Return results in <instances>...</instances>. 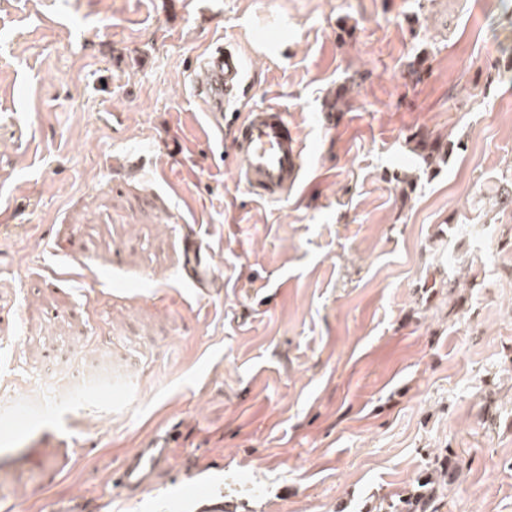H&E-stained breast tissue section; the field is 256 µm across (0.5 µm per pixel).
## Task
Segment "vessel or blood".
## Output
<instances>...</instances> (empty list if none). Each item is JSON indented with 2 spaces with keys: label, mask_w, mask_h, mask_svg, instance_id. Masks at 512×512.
<instances>
[{
  "label": "vessel or blood",
  "mask_w": 512,
  "mask_h": 512,
  "mask_svg": "<svg viewBox=\"0 0 512 512\" xmlns=\"http://www.w3.org/2000/svg\"><path fill=\"white\" fill-rule=\"evenodd\" d=\"M207 71L205 83L196 85L205 112L216 129L224 127V106L234 98L246 76V62L237 49L217 45L201 60ZM233 156L237 179L253 195L278 200L300 180L306 149L286 112L254 107L233 122ZM174 432H167L144 447L123 455L113 474L114 488L127 493L144 492L172 456ZM193 512H232L233 502L224 498V487L213 478L196 475L182 482Z\"/></svg>",
  "instance_id": "b4317fda"
}]
</instances>
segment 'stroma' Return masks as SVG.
<instances>
[{"instance_id": "1", "label": "stroma", "mask_w": 512, "mask_h": 512, "mask_svg": "<svg viewBox=\"0 0 512 512\" xmlns=\"http://www.w3.org/2000/svg\"><path fill=\"white\" fill-rule=\"evenodd\" d=\"M218 41L230 111L282 107L309 147L281 200L206 137ZM511 60L512 0H0V417L39 374L56 403L0 436V505L176 512L219 466L238 512H378L451 458L437 512H512ZM171 427L170 473L104 502ZM207 80L194 86V94L204 106L210 123L224 135V104L235 97L246 76V62L236 48L217 45L199 62ZM417 140H413L416 144V151H419V155L423 158L424 162L427 166H431L432 164L444 163L448 157L451 147L448 144H445L435 138H429L420 136L417 137ZM454 147H452L451 152H453Z\"/></svg>"}]
</instances>
